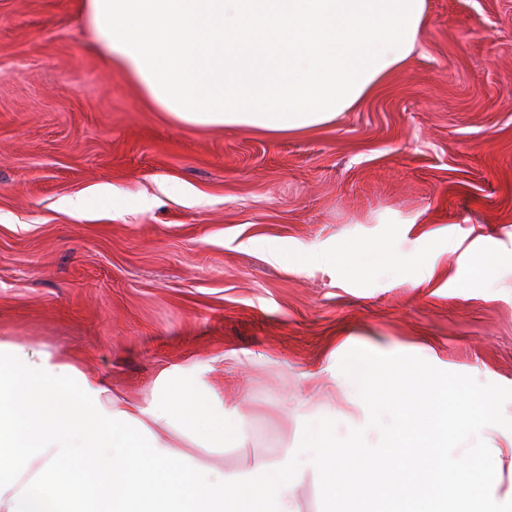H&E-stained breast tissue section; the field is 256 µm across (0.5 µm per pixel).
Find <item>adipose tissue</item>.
Returning a JSON list of instances; mask_svg holds the SVG:
<instances>
[{"mask_svg": "<svg viewBox=\"0 0 512 512\" xmlns=\"http://www.w3.org/2000/svg\"><path fill=\"white\" fill-rule=\"evenodd\" d=\"M98 53L192 126L271 132L354 108L420 45L426 0H80Z\"/></svg>", "mask_w": 512, "mask_h": 512, "instance_id": "adipose-tissue-1", "label": "adipose tissue"}]
</instances>
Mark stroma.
I'll list each match as a JSON object with an SVG mask.
<instances>
[{
    "label": "stroma",
    "mask_w": 512,
    "mask_h": 512,
    "mask_svg": "<svg viewBox=\"0 0 512 512\" xmlns=\"http://www.w3.org/2000/svg\"><path fill=\"white\" fill-rule=\"evenodd\" d=\"M421 45L323 125L187 126L98 54L78 0H0V341L141 407L192 377L246 446L155 432L217 474L309 421L346 435L356 347L512 388V0H427Z\"/></svg>",
    "instance_id": "stroma-1"
}]
</instances>
